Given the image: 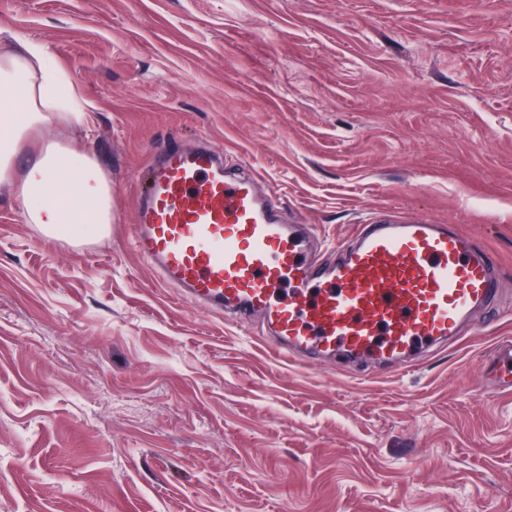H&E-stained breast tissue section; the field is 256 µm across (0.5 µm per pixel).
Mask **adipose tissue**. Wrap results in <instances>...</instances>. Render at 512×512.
Instances as JSON below:
<instances>
[{
    "instance_id": "adipose-tissue-1",
    "label": "adipose tissue",
    "mask_w": 512,
    "mask_h": 512,
    "mask_svg": "<svg viewBox=\"0 0 512 512\" xmlns=\"http://www.w3.org/2000/svg\"><path fill=\"white\" fill-rule=\"evenodd\" d=\"M16 44L0 55V185L23 200L26 223L52 238L78 240L89 225L112 221V185L97 164L54 142L32 157L22 176L13 167L23 139L55 113L86 123L90 112L43 46L21 38Z\"/></svg>"
}]
</instances>
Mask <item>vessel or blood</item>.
Masks as SVG:
<instances>
[{
	"label": "vessel or blood",
	"mask_w": 512,
	"mask_h": 512,
	"mask_svg": "<svg viewBox=\"0 0 512 512\" xmlns=\"http://www.w3.org/2000/svg\"><path fill=\"white\" fill-rule=\"evenodd\" d=\"M260 178L210 146L158 147L136 198V253L189 305L260 318L284 360L400 364L455 341L500 291L493 254L452 225L383 208L324 258Z\"/></svg>",
	"instance_id": "1"
}]
</instances>
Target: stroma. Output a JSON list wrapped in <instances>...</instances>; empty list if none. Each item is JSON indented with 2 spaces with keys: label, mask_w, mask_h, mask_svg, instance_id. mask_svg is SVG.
<instances>
[{
  "label": "stroma",
  "mask_w": 512,
  "mask_h": 512,
  "mask_svg": "<svg viewBox=\"0 0 512 512\" xmlns=\"http://www.w3.org/2000/svg\"><path fill=\"white\" fill-rule=\"evenodd\" d=\"M92 106L112 222L43 236L0 196V512H512V0H0ZM248 165L325 250L380 208L497 258V306L405 369L288 365L133 250L154 148Z\"/></svg>",
  "instance_id": "stroma-1"
}]
</instances>
